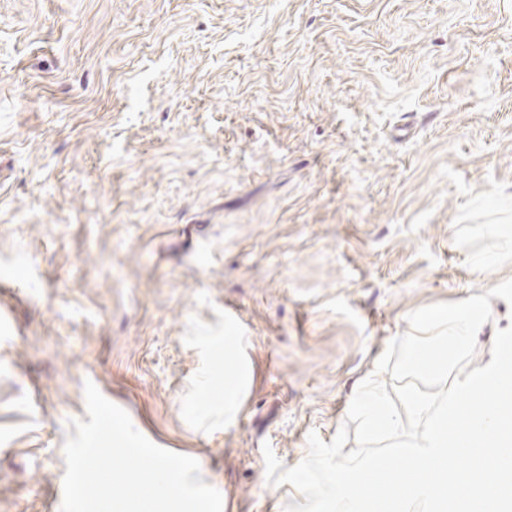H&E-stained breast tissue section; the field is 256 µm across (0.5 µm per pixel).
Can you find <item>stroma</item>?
<instances>
[{
    "mask_svg": "<svg viewBox=\"0 0 512 512\" xmlns=\"http://www.w3.org/2000/svg\"><path fill=\"white\" fill-rule=\"evenodd\" d=\"M492 224L512 0H0V512H60L88 380L223 512L304 503L264 445L299 464L411 312L512 279ZM237 336H227L224 339V410L235 404L234 393L242 382V373L233 358Z\"/></svg>",
    "mask_w": 512,
    "mask_h": 512,
    "instance_id": "35a3bbf8",
    "label": "stroma"
}]
</instances>
